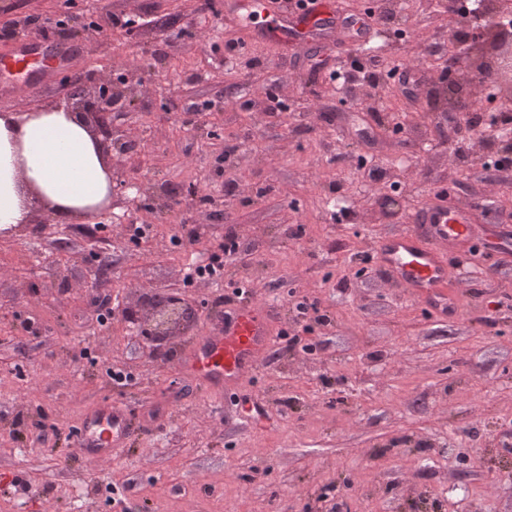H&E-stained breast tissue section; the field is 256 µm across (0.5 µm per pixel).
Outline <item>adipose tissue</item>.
<instances>
[{"instance_id": "1", "label": "adipose tissue", "mask_w": 512, "mask_h": 512, "mask_svg": "<svg viewBox=\"0 0 512 512\" xmlns=\"http://www.w3.org/2000/svg\"><path fill=\"white\" fill-rule=\"evenodd\" d=\"M103 154L81 117L47 104L0 113V234L30 223L42 203L61 222L93 219L109 202Z\"/></svg>"}]
</instances>
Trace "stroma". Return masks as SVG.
I'll use <instances>...</instances> for the list:
<instances>
[{"label":"stroma","mask_w":512,"mask_h":512,"mask_svg":"<svg viewBox=\"0 0 512 512\" xmlns=\"http://www.w3.org/2000/svg\"><path fill=\"white\" fill-rule=\"evenodd\" d=\"M224 2L0 0V27L67 13L104 27L115 15L144 20L102 40L64 38L69 67L37 93L12 82L0 112L63 101L78 77L138 79L112 115L137 141L130 177L182 191L236 180L206 205L146 203L133 217L154 233L136 246L111 227L77 232L41 208L26 236L0 235V512H419L436 498L442 512H512V249L489 248L492 234L512 232V169L487 164L488 126L465 130L464 156L448 140L449 122L465 115L440 72L461 18L412 0V38L386 51L416 66L417 84L353 82L344 107L313 73L311 46L280 52L255 27L226 22ZM229 40L242 44L231 72ZM271 87L287 110L271 111ZM203 101L208 111L191 112ZM362 153L378 180L357 168ZM441 193L471 208L475 226L431 240L468 271L449 279L456 309L444 315L372 260L380 238L407 227L408 213L384 215L385 197L402 195L415 212ZM340 195L356 202L337 222L325 202ZM187 224L198 241L172 248ZM299 224L301 237L283 236ZM228 234L238 250L224 259V285L185 286L189 255ZM105 246L112 266L101 275ZM243 282L271 332L304 335L315 351L274 341L230 388L179 373L174 359L225 312L216 297ZM159 292L193 311L166 357L122 318L94 326L96 298L144 303ZM304 296L328 325L297 322L293 302ZM116 366L133 375L128 387L113 386ZM256 399L270 425L243 418V401ZM106 401L131 408L134 431L91 466L64 434ZM40 419L62 437L26 431Z\"/></svg>","instance_id":"stroma-1"}]
</instances>
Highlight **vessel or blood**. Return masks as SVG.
Listing matches in <instances>:
<instances>
[{
    "label": "vessel or blood",
    "instance_id": "obj_1",
    "mask_svg": "<svg viewBox=\"0 0 512 512\" xmlns=\"http://www.w3.org/2000/svg\"><path fill=\"white\" fill-rule=\"evenodd\" d=\"M329 33L359 46L375 38L377 30L367 18L343 12L338 0H314L311 11L304 15L292 16L287 7H280L265 21L260 36L294 49ZM70 61L71 55L64 46L47 39H26L0 52V75L29 78L31 73H39V80L29 79L26 85L27 90L36 92L53 71L67 67ZM408 221V229L378 241L379 266L409 294L424 300L437 312H447L453 301L444 286L452 266L449 259L426 242L418 229L427 224L438 235L457 239L469 231L470 212L454 205L429 206L410 215ZM272 341L262 309L251 302L239 303L228 319L198 336L190 351L176 359L175 368L220 387L254 368ZM131 433L130 409L106 402L85 417L76 445L87 463L94 464L111 450L123 447Z\"/></svg>",
    "mask_w": 512,
    "mask_h": 512
}]
</instances>
